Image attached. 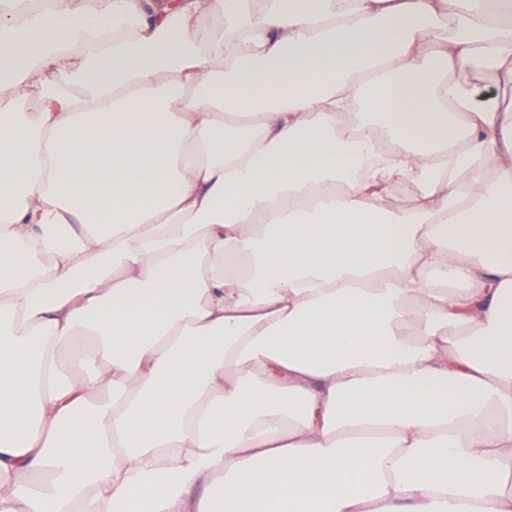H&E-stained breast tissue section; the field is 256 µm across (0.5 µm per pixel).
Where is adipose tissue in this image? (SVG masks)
<instances>
[{"mask_svg":"<svg viewBox=\"0 0 512 512\" xmlns=\"http://www.w3.org/2000/svg\"><path fill=\"white\" fill-rule=\"evenodd\" d=\"M0 67V512H512V0H0Z\"/></svg>","mask_w":512,"mask_h":512,"instance_id":"adipose-tissue-1","label":"adipose tissue"}]
</instances>
